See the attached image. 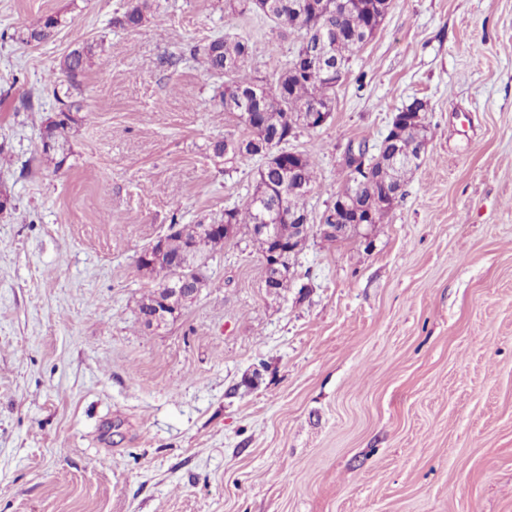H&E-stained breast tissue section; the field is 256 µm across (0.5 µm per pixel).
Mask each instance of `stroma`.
Instances as JSON below:
<instances>
[{
    "mask_svg": "<svg viewBox=\"0 0 512 512\" xmlns=\"http://www.w3.org/2000/svg\"><path fill=\"white\" fill-rule=\"evenodd\" d=\"M0 0V512H512V0H393L310 155L311 224L413 99L426 154L370 240L311 232L269 293L248 229L159 328L138 253L245 206L261 157L197 50L247 38L244 72L299 44L225 0ZM52 14L51 39L25 42ZM97 55L62 168L41 155L49 76ZM150 9V0H128L125 10L112 23L122 29H135L143 24ZM93 57V46L85 44L72 49L62 58L59 63V71L66 78L70 87L76 86L77 79L91 66Z\"/></svg>",
    "mask_w": 512,
    "mask_h": 512,
    "instance_id": "stroma-1",
    "label": "stroma"
}]
</instances>
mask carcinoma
I'll list each match as a JSON object with an SVG mask.
<instances>
[{
    "instance_id": "obj_1",
    "label": "carcinoma",
    "mask_w": 512,
    "mask_h": 512,
    "mask_svg": "<svg viewBox=\"0 0 512 512\" xmlns=\"http://www.w3.org/2000/svg\"><path fill=\"white\" fill-rule=\"evenodd\" d=\"M326 0H302L297 8L288 7V0H233L230 9L244 13L257 12L271 20L284 32L299 33V44H310L324 26L339 25L356 36L352 41L336 44V57L349 61L362 46V35L371 22L382 15L383 0H344V3L329 9ZM151 9L150 0H127L125 10L113 18V25L122 29H135L143 24ZM59 24L53 15L42 16L26 27L25 41H45L52 38ZM202 63L207 74L227 77L221 103L240 93L245 94L243 107L235 109L237 116L256 110L255 101L246 96L254 86H261L265 97L264 126H244L242 133L233 140H217L212 146L216 158L228 154L232 157L249 155L260 156L266 150L286 144L296 138L300 113L314 102L334 104L335 87L330 85L322 72L299 68L295 61L275 71L269 77H247L240 75L249 56V45L237 37H217L202 48ZM94 49L85 44L72 49L59 63V71L70 86H76L77 79L92 64ZM58 103L56 120L47 119L41 142L43 157L60 168L66 162L65 147L69 141L73 125L78 119L73 112L80 107L68 101L69 91L53 90ZM314 178V161L304 153H298L293 168L288 164L266 163L258 170L254 192L244 208L233 207L224 210L229 224L249 226L260 222L264 217L277 220L282 234L288 233L286 214L305 216L308 213L306 199ZM224 246V240L209 231H203L194 224L186 230L165 236V247L170 260L182 263L180 269L160 265L147 269V273L159 278L158 286L149 290L139 301V313L154 310L163 296L165 288L180 279L202 280V267L207 253Z\"/></svg>"
}]
</instances>
